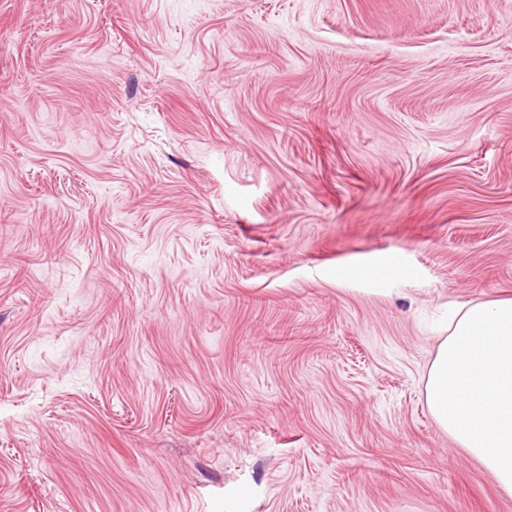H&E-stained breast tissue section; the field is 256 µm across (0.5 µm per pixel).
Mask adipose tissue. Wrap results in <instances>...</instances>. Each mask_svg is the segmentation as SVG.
Returning <instances> with one entry per match:
<instances>
[{
    "label": "adipose tissue",
    "mask_w": 512,
    "mask_h": 512,
    "mask_svg": "<svg viewBox=\"0 0 512 512\" xmlns=\"http://www.w3.org/2000/svg\"><path fill=\"white\" fill-rule=\"evenodd\" d=\"M424 398L438 426L512 495V298L453 309Z\"/></svg>",
    "instance_id": "obj_1"
}]
</instances>
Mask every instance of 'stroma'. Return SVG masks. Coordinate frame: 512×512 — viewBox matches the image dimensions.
<instances>
[{"label": "stroma", "instance_id": "1", "mask_svg": "<svg viewBox=\"0 0 512 512\" xmlns=\"http://www.w3.org/2000/svg\"><path fill=\"white\" fill-rule=\"evenodd\" d=\"M503 297L512 0H0V512H512ZM424 398L438 426L512 495V298L453 309Z\"/></svg>", "mask_w": 512, "mask_h": 512}]
</instances>
